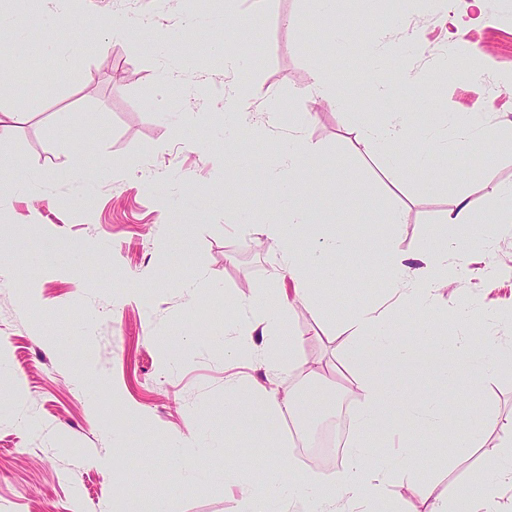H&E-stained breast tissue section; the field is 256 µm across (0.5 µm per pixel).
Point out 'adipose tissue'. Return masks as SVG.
Listing matches in <instances>:
<instances>
[{
  "mask_svg": "<svg viewBox=\"0 0 512 512\" xmlns=\"http://www.w3.org/2000/svg\"><path fill=\"white\" fill-rule=\"evenodd\" d=\"M244 56L239 52H226L225 72L235 80L224 96V112L235 133L255 134L256 128L243 106L251 97V80L244 70ZM447 119L462 136L461 146L475 149L479 144L497 148L512 146V124L489 126L485 113H451ZM402 120L385 121L368 119L359 125L356 138L372 146L381 165L389 171L403 168L405 158L398 144L402 139ZM286 167L280 171L265 170L261 177L268 189L266 208L270 216L263 226V234L270 252L278 255L280 271L288 274L293 282V298H279L269 304L267 298L257 299L233 323V338L225 345L224 355L236 358L241 345L261 337L262 346L251 358L267 372H288L301 369L297 353L300 337L288 335L285 320L289 302L322 307L323 301L310 288V272L323 268L330 278H338L341 269L336 266V252L349 249L345 239H323L318 246L309 240L316 234L311 226V186L307 171L317 168L314 150L303 137L295 136L281 148ZM289 206L293 217L282 224L274 215L281 206ZM459 245L455 236L433 237L429 248L419 254L401 253L392 239H384L368 254L370 264L379 266L385 273L384 284L389 292V303L363 305L349 316L346 326L359 345L353 355L358 377L353 388L361 401V409L354 422L357 437L347 463L332 474L316 478L299 471L285 472L278 456H270L267 464V481L254 488L241 489L237 512H261L262 499L277 494L299 505L301 512H335L336 502H344L348 512H375L378 503L384 502L390 474L377 458L379 440L397 437L398 450L405 467L411 468L424 458L441 454L437 440L415 441L408 434V423L420 422L424 431L434 432L435 424L427 411L436 399V389L445 387L457 356H465L472 368L474 385H482L486 377L497 371L502 358L499 337H485L477 346H462L454 339L436 335L432 328L422 329L418 337L430 346L432 373L430 382L433 393L421 399L407 393L385 391L382 375L394 366L411 362L414 352L405 344L394 326L393 304L414 305L426 319L439 316L434 291L440 281L448 277V258ZM312 412L300 400L297 392L277 386L254 383L245 400H226L224 416L234 425H248L260 417L269 424H277L284 417L304 422ZM503 448L499 456L486 462L476 483L464 489H452L448 494L436 496L430 512H500L502 491L512 490V421L499 426Z\"/></svg>",
  "mask_w": 512,
  "mask_h": 512,
  "instance_id": "ef3b65f1",
  "label": "adipose tissue"
}]
</instances>
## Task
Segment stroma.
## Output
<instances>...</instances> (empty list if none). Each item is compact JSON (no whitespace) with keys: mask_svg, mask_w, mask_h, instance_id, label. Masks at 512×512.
I'll return each mask as SVG.
<instances>
[{"mask_svg":"<svg viewBox=\"0 0 512 512\" xmlns=\"http://www.w3.org/2000/svg\"><path fill=\"white\" fill-rule=\"evenodd\" d=\"M488 24L466 29L479 64L470 78L440 75L448 49L449 15L474 14L471 0H384L399 16L363 26L352 36L357 0H339L325 15L318 0H243L242 26H226L219 0H50L58 22L50 38L61 59L35 49L32 34L15 37L25 65L42 73L37 88L20 87L11 53L0 56V113L21 118L0 129V157L16 162L20 181L0 201V252L16 255L14 269L0 273V512H122L126 495L138 496L140 512H235L224 487V468L237 447L252 458L244 485L265 479L255 459L278 453L292 468L326 476L301 456L286 426L255 420L248 429L228 428L224 401L247 391L264 372L248 359H224L226 302L246 308L270 288L284 287L270 254L259 252L266 187L258 170L281 165L280 146L295 123L318 153V191L312 201L333 235L368 242L383 235L375 214L397 211L398 250H424L446 232L456 198L476 201L473 231H481L495 202L492 186H512V151L497 152L488 167L471 168L458 152L460 133L442 119L479 109L489 123L512 121V0H482ZM127 26L111 37L114 23ZM181 32L191 58L168 65L147 50L164 31ZM262 42L247 64L254 86L248 110L263 127L265 151L251 139L242 148L249 167L236 166L224 138L222 95L232 84L220 48H232L238 32ZM348 35L345 48L327 56L334 33ZM405 47L404 70L419 74L413 88L393 85L386 100L371 82L354 81L368 70L365 44ZM327 69L349 95L345 108L309 100L315 70ZM283 106L270 117L272 102ZM68 113L70 127L58 126ZM195 113L186 123V113ZM412 122L402 151L411 157L437 136L456 165L436 187L426 173L384 170L377 156L358 145L353 126L367 113ZM344 170L357 187L353 200L336 198L331 180ZM234 189L248 206L250 225L240 234L237 211L224 204ZM352 273L327 293L320 309L288 315V332L302 337L298 357L330 369L326 380L302 387L317 427L358 401L339 388L352 378L345 316L376 294L362 296L351 281L373 276L363 251L337 256ZM55 265L50 274L41 264ZM458 279L439 288L444 315L469 343L499 336L512 343V279L490 280V264L512 266V228L498 224L483 254L470 246L449 257ZM472 313V322L457 317ZM446 407L447 436L470 431L477 416L512 418V366L474 389L471 370L457 360ZM124 432L123 445L114 435ZM499 438L486 430L469 455L448 448L446 457L404 468L386 453L390 496H405L409 512H429L434 495L468 486ZM149 481H141L142 470Z\"/></svg>","mask_w":512,"mask_h":512,"instance_id":"obj_1","label":"stroma"}]
</instances>
